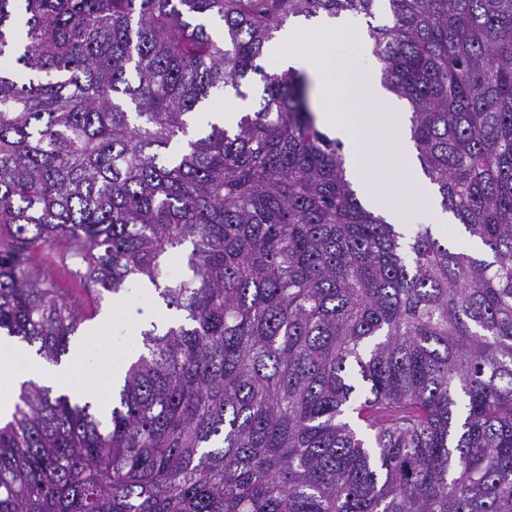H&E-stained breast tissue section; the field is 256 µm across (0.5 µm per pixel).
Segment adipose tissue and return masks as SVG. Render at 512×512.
Here are the masks:
<instances>
[{
    "mask_svg": "<svg viewBox=\"0 0 512 512\" xmlns=\"http://www.w3.org/2000/svg\"><path fill=\"white\" fill-rule=\"evenodd\" d=\"M87 348L78 349L66 363L58 366H45L33 369L28 351L8 339L0 340V421L9 420L18 399L22 382L38 376L48 386L68 388L72 385L74 375L86 365Z\"/></svg>",
    "mask_w": 512,
    "mask_h": 512,
    "instance_id": "1",
    "label": "adipose tissue"
}]
</instances>
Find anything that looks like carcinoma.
<instances>
[{
  "label": "carcinoma",
  "instance_id": "carcinoma-1",
  "mask_svg": "<svg viewBox=\"0 0 512 512\" xmlns=\"http://www.w3.org/2000/svg\"><path fill=\"white\" fill-rule=\"evenodd\" d=\"M321 15L367 19L485 257L367 208L262 65ZM136 287L169 315L115 406L23 385L0 512H512V0H0V335L58 365Z\"/></svg>",
  "mask_w": 512,
  "mask_h": 512
}]
</instances>
